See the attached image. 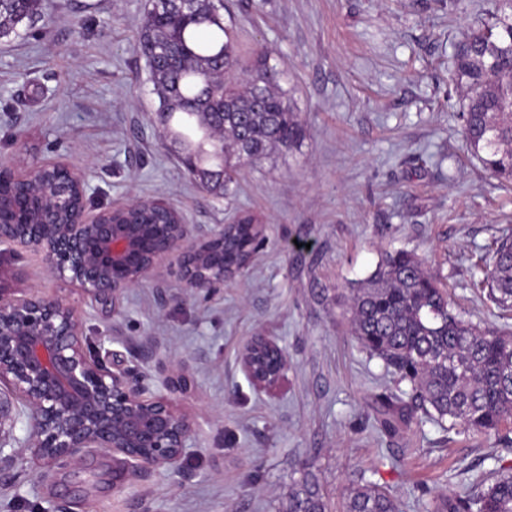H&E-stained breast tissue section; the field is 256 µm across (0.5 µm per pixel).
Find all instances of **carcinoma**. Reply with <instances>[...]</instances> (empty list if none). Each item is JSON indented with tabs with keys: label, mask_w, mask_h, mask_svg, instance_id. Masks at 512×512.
I'll use <instances>...</instances> for the list:
<instances>
[{
	"label": "carcinoma",
	"mask_w": 512,
	"mask_h": 512,
	"mask_svg": "<svg viewBox=\"0 0 512 512\" xmlns=\"http://www.w3.org/2000/svg\"><path fill=\"white\" fill-rule=\"evenodd\" d=\"M496 24L474 28L454 47L457 86L464 107L467 151L483 168L512 182V0H494ZM45 7V0H5L0 39L20 35ZM197 14L150 8L137 50L158 97L164 137L196 183L231 201L238 169L300 144L302 126L284 74L269 52L256 59L246 82L232 85L215 75L238 66L234 39L224 23V0H197ZM264 228L252 215L224 229V270L245 269ZM479 258L483 278L502 316H512V237ZM363 349L381 359L397 382L410 385V402L395 392L376 398L373 411L387 431L418 415L449 421L465 432L500 435L512 424V334L490 331L455 309L442 283L416 255L387 252L375 270L351 289L345 311ZM426 512H512V471L503 469L478 493L438 497ZM279 512H329L317 476L307 472L288 489ZM343 512H398L396 500L372 481L348 488Z\"/></svg>",
	"instance_id": "carcinoma-1"
}]
</instances>
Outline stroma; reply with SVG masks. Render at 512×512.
<instances>
[{
  "instance_id": "1",
  "label": "stroma",
  "mask_w": 512,
  "mask_h": 512,
  "mask_svg": "<svg viewBox=\"0 0 512 512\" xmlns=\"http://www.w3.org/2000/svg\"><path fill=\"white\" fill-rule=\"evenodd\" d=\"M146 0H48L20 37L0 40V168L36 162L81 169L92 206L161 200L191 227L266 226L250 267L223 287L173 280L85 298L26 249L0 245V285L67 301L104 365L123 359L145 385L173 368L195 437L178 469L114 486L116 457L44 464L20 449L0 469V512H278L314 463L331 512L362 472L424 512L512 468V446L432 420L380 426L371 406L393 390L344 312L351 288L385 251L415 252L468 319L512 330L474 264L512 236V186L468 158L462 95L450 58L469 28L494 23L493 0H224L237 77L260 51L284 73L303 127L299 146L243 168L235 208L198 186L161 138L136 49ZM268 336L288 353L273 393L257 390L240 352Z\"/></svg>"
}]
</instances>
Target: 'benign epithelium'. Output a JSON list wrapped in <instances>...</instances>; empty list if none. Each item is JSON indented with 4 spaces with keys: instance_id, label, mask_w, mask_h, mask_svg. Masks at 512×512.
<instances>
[{
    "instance_id": "7a95c632",
    "label": "benign epithelium",
    "mask_w": 512,
    "mask_h": 512,
    "mask_svg": "<svg viewBox=\"0 0 512 512\" xmlns=\"http://www.w3.org/2000/svg\"><path fill=\"white\" fill-rule=\"evenodd\" d=\"M52 168L70 177L61 193L74 203L64 222L55 220L52 207L42 209L35 223L17 220L19 208L6 205L0 193V245L38 252L50 274L95 301L114 300L151 276H173L192 291L224 285V269H202L224 246L222 225L194 236L177 217L151 240V229L160 225L114 220L144 202L92 211L84 176L62 162L37 163L22 177L1 168L0 185L33 184L40 171ZM240 362L253 385L265 392L274 391L288 369L283 349L267 336L247 340ZM188 388L182 376L169 375L152 389L133 379L127 368H107L92 358L69 303L0 289L1 468L15 461L3 425L16 405L32 418L25 447L41 460L78 462L87 449L101 448L123 455L133 478L175 469L194 438V426L171 394Z\"/></svg>"
}]
</instances>
